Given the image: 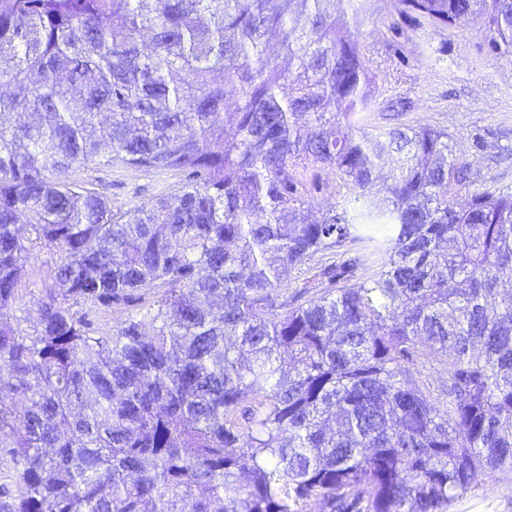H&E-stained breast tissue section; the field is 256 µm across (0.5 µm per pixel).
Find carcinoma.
<instances>
[{"label":"carcinoma","mask_w":512,"mask_h":512,"mask_svg":"<svg viewBox=\"0 0 512 512\" xmlns=\"http://www.w3.org/2000/svg\"><path fill=\"white\" fill-rule=\"evenodd\" d=\"M375 0H0V512H448L512 470V192L369 130ZM435 27L512 0H392ZM279 36L271 55L266 37ZM185 174L124 212L75 166ZM354 190L309 220L320 173ZM38 321L1 319L30 247ZM336 267L280 289L313 253ZM362 268L354 287L341 281ZM142 314L96 332L73 306ZM314 296L305 298L311 290ZM446 365L435 403L412 366Z\"/></svg>","instance_id":"1"}]
</instances>
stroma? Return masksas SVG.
<instances>
[{"mask_svg":"<svg viewBox=\"0 0 512 512\" xmlns=\"http://www.w3.org/2000/svg\"><path fill=\"white\" fill-rule=\"evenodd\" d=\"M390 0H380L378 15L360 27L361 52L376 78L378 109L368 127L390 124L386 106L402 100L403 124L447 129L453 151L468 166L467 180L449 194L461 200L489 186L512 190V55L493 53L483 22L473 18L454 28L424 24L409 37L396 36ZM72 180H96L113 209L125 210L159 196L178 193L185 176L147 169L92 165L75 168ZM58 256L31 247L19 277L14 313L37 320L36 301L52 285ZM448 512H512V471L502 470L455 498Z\"/></svg>","mask_w":512,"mask_h":512,"instance_id":"35a3bbf8","label":"stroma"}]
</instances>
